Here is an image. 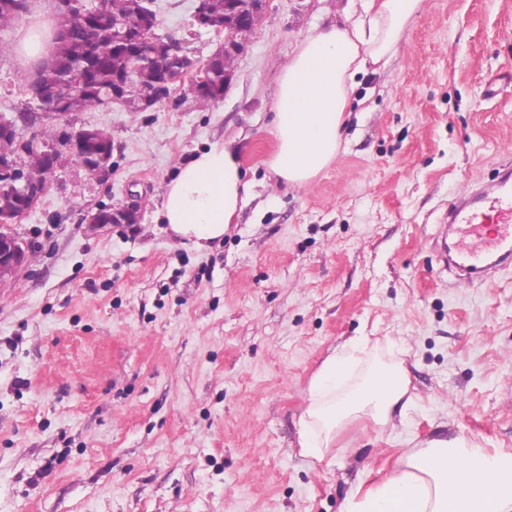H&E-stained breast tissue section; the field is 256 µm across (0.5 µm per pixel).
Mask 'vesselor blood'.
Returning <instances> with one entry per match:
<instances>
[{"instance_id":"1","label":"vessel or blood","mask_w":512,"mask_h":512,"mask_svg":"<svg viewBox=\"0 0 512 512\" xmlns=\"http://www.w3.org/2000/svg\"><path fill=\"white\" fill-rule=\"evenodd\" d=\"M448 227L454 235L449 267L477 279L490 263H511L512 166L503 165L496 183L450 208Z\"/></svg>"}]
</instances>
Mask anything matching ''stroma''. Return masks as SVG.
I'll list each match as a JSON object with an SVG mask.
<instances>
[{"instance_id":"stroma-1","label":"stroma","mask_w":512,"mask_h":512,"mask_svg":"<svg viewBox=\"0 0 512 512\" xmlns=\"http://www.w3.org/2000/svg\"><path fill=\"white\" fill-rule=\"evenodd\" d=\"M161 36L205 63L223 38L196 0H150ZM362 0H267L223 100L72 115L112 136V171L73 163L16 226L30 261L0 284V512H340L407 440L512 453V264L486 283L439 255L464 194L512 162V0H424L385 67L358 75L339 154L298 187L274 174L280 67ZM30 73L0 55V114ZM232 143L248 184L224 239L175 240L163 188L196 149ZM134 202L137 224L84 214ZM366 343L412 405L350 422L323 461L298 421L323 361Z\"/></svg>"}]
</instances>
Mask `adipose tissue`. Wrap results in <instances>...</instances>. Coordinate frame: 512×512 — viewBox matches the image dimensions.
Returning a JSON list of instances; mask_svg holds the SVG:
<instances>
[{
	"label": "adipose tissue",
	"mask_w": 512,
	"mask_h": 512,
	"mask_svg": "<svg viewBox=\"0 0 512 512\" xmlns=\"http://www.w3.org/2000/svg\"><path fill=\"white\" fill-rule=\"evenodd\" d=\"M368 23L312 30L282 66L273 107V171L292 186L318 176L335 160L355 76L387 65L424 0H367ZM247 185L229 145L200 150L165 185L160 215L171 233L200 249L223 239L245 201ZM363 345L327 357L308 388L300 418L303 456L323 460L337 432L357 414L379 426L407 393L402 368L353 374ZM341 512H512V454L491 453L460 438L431 439L405 451L380 482L356 485Z\"/></svg>",
	"instance_id": "ef3b65f1"
}]
</instances>
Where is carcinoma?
Segmentation results:
<instances>
[{"mask_svg":"<svg viewBox=\"0 0 512 512\" xmlns=\"http://www.w3.org/2000/svg\"><path fill=\"white\" fill-rule=\"evenodd\" d=\"M235 0H209L211 17L224 21L234 10ZM106 15L115 28L103 27L91 19L88 5L67 11L64 32L52 37L50 57L43 63L39 85L47 92V100L59 111L74 114L90 112L112 103V80L118 70L126 67L124 45L120 36L135 32L140 27L141 13L135 0H105ZM142 62L126 87V97L135 101L146 86L158 77V62L166 54L164 37L140 49ZM215 80L208 92L201 91L193 82L182 84L184 96L192 97L207 107L224 97V60L212 65ZM112 146V137L106 131L94 128L85 144L84 172L88 179L99 177L102 154ZM30 180L45 183L48 175L46 153L29 148L23 155Z\"/></svg>","mask_w":512,"mask_h":512,"instance_id":"1","label":"carcinoma"}]
</instances>
